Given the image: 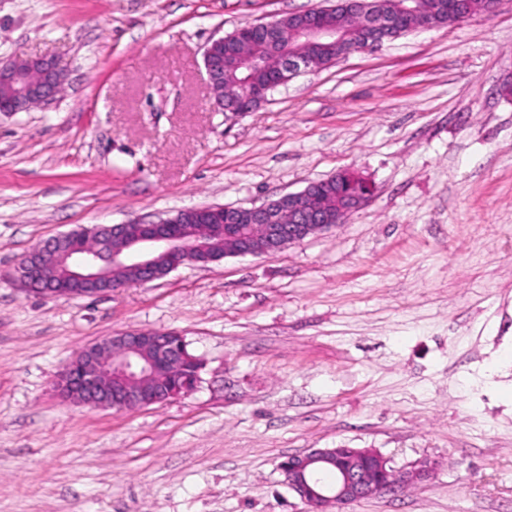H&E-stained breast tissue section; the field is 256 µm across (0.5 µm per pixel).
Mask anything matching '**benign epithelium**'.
<instances>
[{
	"mask_svg": "<svg viewBox=\"0 0 512 512\" xmlns=\"http://www.w3.org/2000/svg\"><path fill=\"white\" fill-rule=\"evenodd\" d=\"M334 8L333 4L310 12L311 19L298 28L297 33L312 54L282 55L278 75L270 86H245L244 94L250 102L262 103L271 89L305 71L313 62L314 52L324 44L344 41L336 29L319 19L323 12ZM255 28L264 31L268 46L279 45V20L258 23ZM365 28L367 35L350 50L374 49L402 34L400 22L393 16L371 14L365 21ZM26 63L37 66L38 80H28L24 70ZM204 67L214 91L215 106L224 112L239 114L236 107L224 103L217 91L222 64L212 58L208 50L204 54ZM0 77L7 78L13 86L9 107L0 106V112H20L47 104L57 98L64 82V73L57 64L43 58L0 61ZM315 186L312 182L299 192L288 193L260 206L227 207L225 211L235 214L243 224H263L270 243L264 255L273 256L293 242L333 227L315 202ZM372 194L373 188L366 181L361 188L342 193L347 206L336 213V219L367 205ZM166 223L168 220L161 219L151 224H114L110 226L111 234L96 238L80 250L68 246L70 235L61 234L25 255L14 269L13 279L19 283L32 269L53 268L71 281L86 284L87 289L81 295H97L112 289V269L117 266L133 269L138 275L136 284L144 285L157 279L160 260L164 258L174 260L176 269L207 256L210 243L199 235L168 236L159 230ZM176 359L169 333L127 331L80 349L57 378V386L61 390L71 387L73 393L69 400L78 404L121 411L139 409L177 397L173 392L151 398L135 386L137 382L151 379L159 367L171 365ZM279 469L288 488L301 502L329 508L392 493L401 486L423 481L429 474L426 468L395 471L373 448H310L287 456L280 462Z\"/></svg>",
	"mask_w": 512,
	"mask_h": 512,
	"instance_id": "7a95c632",
	"label": "benign epithelium"
}]
</instances>
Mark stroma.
<instances>
[{
	"instance_id": "obj_1",
	"label": "stroma",
	"mask_w": 512,
	"mask_h": 512,
	"mask_svg": "<svg viewBox=\"0 0 512 512\" xmlns=\"http://www.w3.org/2000/svg\"><path fill=\"white\" fill-rule=\"evenodd\" d=\"M326 3L0 0V59L65 74L50 104L0 112V512H309L278 469L308 448L432 465L346 512H512V0L213 109V40ZM344 170L371 201L270 258L95 296L9 278L81 226L259 205ZM131 330L183 336L195 389L115 411L55 388Z\"/></svg>"
}]
</instances>
